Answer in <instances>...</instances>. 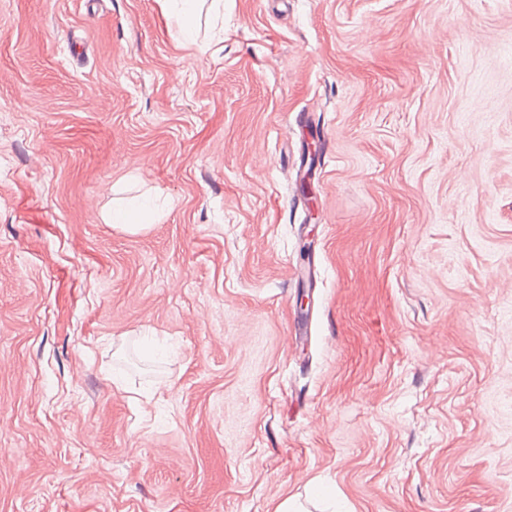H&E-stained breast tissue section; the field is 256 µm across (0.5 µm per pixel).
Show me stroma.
I'll return each mask as SVG.
<instances>
[{
	"label": "stroma",
	"mask_w": 512,
	"mask_h": 512,
	"mask_svg": "<svg viewBox=\"0 0 512 512\" xmlns=\"http://www.w3.org/2000/svg\"><path fill=\"white\" fill-rule=\"evenodd\" d=\"M1 449L0 512H512V0H0Z\"/></svg>",
	"instance_id": "obj_1"
}]
</instances>
